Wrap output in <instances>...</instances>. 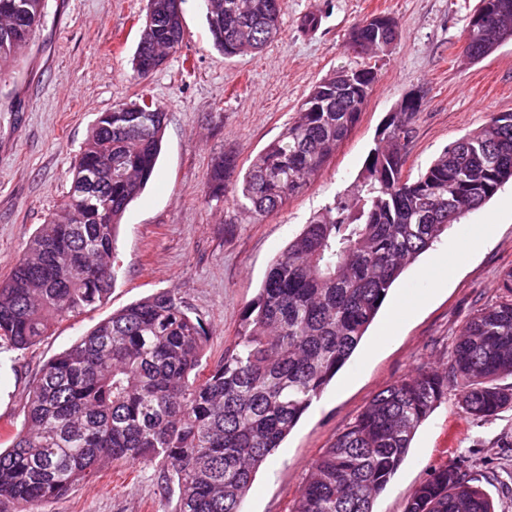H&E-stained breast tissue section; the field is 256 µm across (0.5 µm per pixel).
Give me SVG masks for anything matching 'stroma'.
<instances>
[{"label": "stroma", "instance_id": "stroma-1", "mask_svg": "<svg viewBox=\"0 0 512 512\" xmlns=\"http://www.w3.org/2000/svg\"><path fill=\"white\" fill-rule=\"evenodd\" d=\"M477 0H285L278 34L258 53L225 58L211 42L203 0L181 4L184 41L146 80L132 59L146 0H48L45 23L0 73V282L29 238L59 208L69 169L98 113L135 95L167 113L162 151L144 193L119 226V274L101 305L55 322L47 336L0 353V448L24 423L30 388L44 365L99 321L159 291H178L210 334L208 360L238 338L244 307L274 259L328 203L351 199L379 133L400 102L421 93L404 172L417 176L451 142L512 112V40L473 61L460 46ZM319 29L302 33L308 13ZM393 16L399 37L379 63L350 135L305 190L256 218L206 201L214 160L231 152L247 168L297 112L310 88L340 65L349 30L375 14ZM512 268V181L451 225L396 281L350 361L313 401L258 470L243 512H289L308 465L386 386L421 364L448 361L463 322L495 303ZM457 463L512 512V409L485 421L461 412L449 393L417 429L407 457L373 512H403L436 467ZM158 474L135 464L103 467L39 512H163Z\"/></svg>", "mask_w": 512, "mask_h": 512}]
</instances>
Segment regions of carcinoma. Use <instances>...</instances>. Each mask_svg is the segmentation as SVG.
Returning a JSON list of instances; mask_svg holds the SVG:
<instances>
[{
	"mask_svg": "<svg viewBox=\"0 0 512 512\" xmlns=\"http://www.w3.org/2000/svg\"><path fill=\"white\" fill-rule=\"evenodd\" d=\"M182 0H147L134 56L145 78L183 42ZM284 0H207L210 37L227 59L262 49ZM479 10L512 33V0ZM47 0H0V69L45 22ZM387 14L355 24L347 50L363 62L316 83L279 136L241 172L226 153L206 177L210 198L235 180L233 204L256 217L283 206L326 165L358 122L392 47ZM493 50L469 17L463 53ZM417 112L385 126L354 208L333 201L273 261L246 305L237 341L214 364L203 319L173 290L130 304L44 366L25 428L0 449V507L36 512L106 464L159 467L165 512H241L255 473L345 366L405 268L452 224L512 179V112H496L449 144L426 170L404 175ZM166 113L145 95L99 113L71 169L66 200L30 238L0 283V349L21 350L54 322L94 309L118 276L116 230L144 191ZM500 300L461 326L447 365L422 366L378 393L309 466L291 512H373L412 437L458 392L463 411L490 419L512 408V269ZM404 512H495L455 464L434 469Z\"/></svg>",
	"mask_w": 512,
	"mask_h": 512,
	"instance_id": "1",
	"label": "carcinoma"
}]
</instances>
